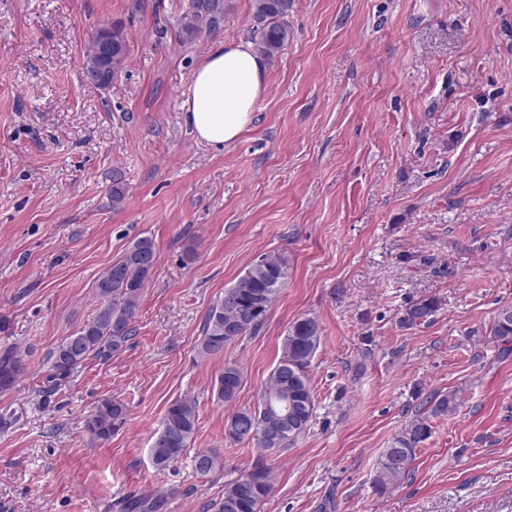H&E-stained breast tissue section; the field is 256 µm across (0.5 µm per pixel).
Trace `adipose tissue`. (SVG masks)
Listing matches in <instances>:
<instances>
[{
	"label": "adipose tissue",
	"mask_w": 512,
	"mask_h": 512,
	"mask_svg": "<svg viewBox=\"0 0 512 512\" xmlns=\"http://www.w3.org/2000/svg\"><path fill=\"white\" fill-rule=\"evenodd\" d=\"M266 61L251 44L215 45L184 93L185 121L198 141L221 148L247 129L265 91Z\"/></svg>",
	"instance_id": "ef3b65f1"
}]
</instances>
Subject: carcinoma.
Listing matches in <instances>:
<instances>
[{
	"instance_id": "carcinoma-1",
	"label": "carcinoma",
	"mask_w": 512,
	"mask_h": 512,
	"mask_svg": "<svg viewBox=\"0 0 512 512\" xmlns=\"http://www.w3.org/2000/svg\"><path fill=\"white\" fill-rule=\"evenodd\" d=\"M291 0H252L253 44L257 54L272 62L288 45L292 31L288 25ZM120 42L112 54V74L121 72L127 61V42L122 28H116ZM157 255L150 237L131 243L122 256L105 269L95 283L99 301L94 316L66 337L50 352L45 376L47 390L54 391L69 382L73 374L91 358L119 351L134 332L133 319L141 290L152 268L140 256ZM287 278V268L278 257L265 258L240 277L208 310L203 337L198 345L202 357H218L224 347L238 337L255 331ZM438 310L433 298L409 303L400 319L405 327L426 322ZM493 338L502 350L512 351V305L498 309ZM320 343L318 325L299 319L288 329L281 357L270 373L254 411L233 413L225 422L224 435L233 442L258 441V460L245 475L224 484V496L214 504L215 512H261L273 489L270 467L264 458L282 454L306 434L315 410L314 393L307 368ZM20 361L11 353L0 358V385L9 383L19 371ZM242 372L234 364L224 365L216 381L217 399L231 403L236 399ZM457 406L455 394L435 393L415 409L413 417L384 449L377 463L374 487L379 493L408 476L417 446L431 435L429 421L445 416ZM127 406L120 400H102L85 420V431L93 441H108L125 425ZM196 404L181 399L166 409L155 438L151 456L154 466L163 470L177 461L196 431ZM195 471L203 476L216 472L221 463L215 453L202 451L194 457ZM160 504L149 497L131 498L122 503L123 512H158Z\"/></svg>"
}]
</instances>
